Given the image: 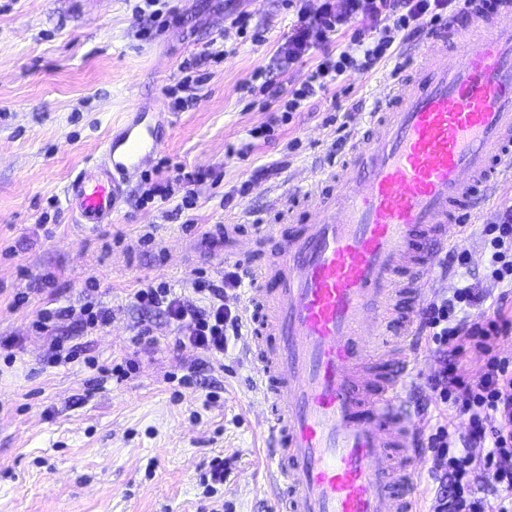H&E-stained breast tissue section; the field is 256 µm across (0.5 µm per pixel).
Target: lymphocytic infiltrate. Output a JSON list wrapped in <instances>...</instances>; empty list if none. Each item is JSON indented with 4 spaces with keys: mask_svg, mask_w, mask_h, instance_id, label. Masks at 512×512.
Masks as SVG:
<instances>
[{
    "mask_svg": "<svg viewBox=\"0 0 512 512\" xmlns=\"http://www.w3.org/2000/svg\"><path fill=\"white\" fill-rule=\"evenodd\" d=\"M463 6L464 0H317L313 5L301 0L279 56L286 67L313 56L307 76L299 86L285 90L269 71L259 69L242 83L241 91L260 97L262 109L301 111L352 73H368L388 62L394 72H401L404 61L395 42L418 40L425 27H438ZM360 19L366 21V28L348 44L331 48V41ZM223 59L219 52L184 59L174 110L192 105L202 83L200 68ZM203 177V172L175 166L165 181L146 183L142 198L166 201L177 196L183 208H193V187ZM480 234V257L468 253L450 257L460 271L461 286L452 296L425 301L417 321L442 364L428 385L436 405L449 415L448 421L433 425L426 438L428 473L437 484L428 512H512V357L498 351L500 341L512 335V319L498 306L477 309L475 286L469 281L472 267L480 264L489 278L512 288V206L482 225ZM244 279L240 266L233 265L225 268L218 283L194 276L192 295L174 292L161 282L138 289L134 299L176 324L174 348L193 346L214 364L223 360L230 338L241 336L248 324L245 312L224 303L225 293L243 287ZM72 314L91 332L104 329L112 319L110 308L87 300L76 311L68 306L43 311L33 328L37 335H51L57 319ZM467 351L479 360L469 373L462 372L458 361ZM458 416L467 417V434H456L452 420ZM477 444L483 446V454H474Z\"/></svg>",
    "mask_w": 512,
    "mask_h": 512,
    "instance_id": "f902f5d3",
    "label": "lymphocytic infiltrate"
}]
</instances>
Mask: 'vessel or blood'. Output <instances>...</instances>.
<instances>
[{
  "label": "vessel or blood",
  "instance_id": "b4317fda",
  "mask_svg": "<svg viewBox=\"0 0 512 512\" xmlns=\"http://www.w3.org/2000/svg\"><path fill=\"white\" fill-rule=\"evenodd\" d=\"M463 19L411 48L404 77L364 112L345 157L299 183L311 219L243 305L262 392L265 478L283 512H417L410 343L438 255L512 187V0H466ZM135 110L64 188L82 229L111 223L164 145Z\"/></svg>",
  "mask_w": 512,
  "mask_h": 512
}]
</instances>
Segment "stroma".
Masks as SVG:
<instances>
[{
    "label": "stroma",
    "mask_w": 512,
    "mask_h": 512,
    "mask_svg": "<svg viewBox=\"0 0 512 512\" xmlns=\"http://www.w3.org/2000/svg\"><path fill=\"white\" fill-rule=\"evenodd\" d=\"M134 3L0 0V512H277L265 485L247 337L230 342L223 368L200 369L195 385L179 386L200 353L174 349V325L133 295L161 281L190 293L195 269L221 280L224 254L238 243L250 244L251 263H272L276 244L251 243L253 222L285 228L289 213H302L301 203H281L290 176L318 173L344 155L351 132L339 130L337 115L358 119L389 69L351 74L271 140H256L251 129L270 114L248 107L241 83L266 68L288 89L310 67L278 68L292 19L285 0H174L178 20L149 37ZM240 13L262 29L263 43L238 37L230 21ZM209 46L231 52L204 68L192 109L170 111L166 90L179 64ZM136 104L172 122L160 158L209 171L195 187V208L180 214L172 200L140 204L137 179L119 215L96 231H81L63 207L55 223H41L47 200H62L71 173ZM246 181L248 194L235 195ZM216 224L230 231L211 249L202 235ZM148 232L153 241H143ZM87 298L111 308L105 329L90 333L64 318L53 337L35 335L41 310ZM144 324L154 342L135 345ZM54 339L77 356L50 364ZM88 357L132 368L121 380L101 378L85 366ZM439 368L420 342L407 393L421 430L440 417L427 385ZM218 456L224 492L209 499L199 480Z\"/></svg>",
    "instance_id": "stroma-1"
}]
</instances>
